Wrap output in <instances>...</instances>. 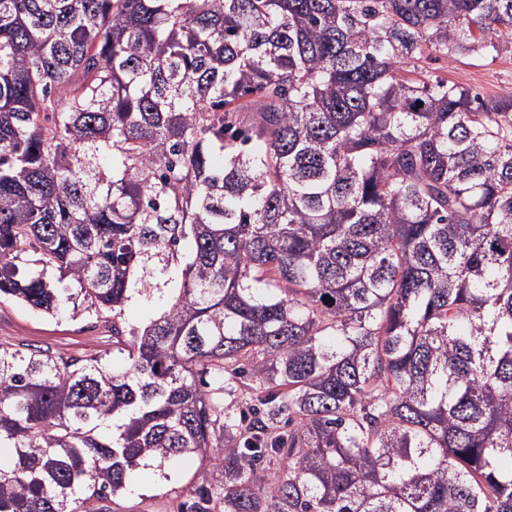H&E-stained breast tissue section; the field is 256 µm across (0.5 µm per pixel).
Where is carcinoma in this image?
I'll return each mask as SVG.
<instances>
[{"label": "carcinoma", "instance_id": "cac0c4a2", "mask_svg": "<svg viewBox=\"0 0 512 512\" xmlns=\"http://www.w3.org/2000/svg\"><path fill=\"white\" fill-rule=\"evenodd\" d=\"M509 36L512 0H0V299L116 351L0 345V512L196 457L186 512H512V96L405 75Z\"/></svg>", "mask_w": 512, "mask_h": 512}]
</instances>
